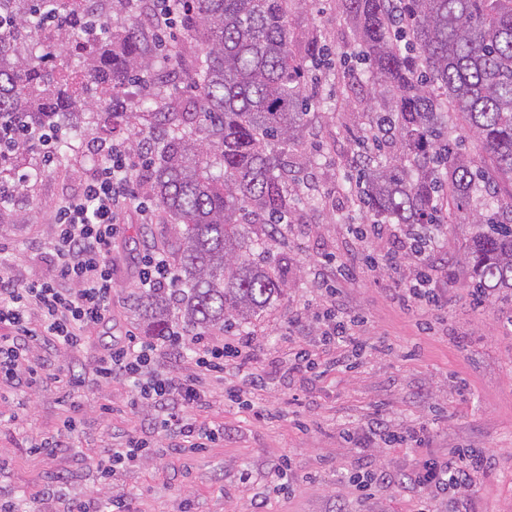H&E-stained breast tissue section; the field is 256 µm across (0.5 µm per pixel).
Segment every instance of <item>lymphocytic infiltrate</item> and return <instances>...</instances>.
Masks as SVG:
<instances>
[{
  "instance_id": "1",
  "label": "lymphocytic infiltrate",
  "mask_w": 512,
  "mask_h": 512,
  "mask_svg": "<svg viewBox=\"0 0 512 512\" xmlns=\"http://www.w3.org/2000/svg\"><path fill=\"white\" fill-rule=\"evenodd\" d=\"M106 164L85 184L81 193L62 202L54 215L53 251L56 266L52 275L31 279L0 277V390L33 389L43 379L46 362L37 349L78 350L86 342L90 328L106 321L112 312V242L119 234L126 212L147 214L146 197L135 188L132 173L136 162L122 145H112ZM403 251L387 259V267L400 281L390 289L394 304L409 310L426 305L443 312L448 299L443 289L433 286L429 276L404 278L400 272ZM355 315L337 298L336 289L326 292L323 308L316 317L321 336L336 345V354L327 368L343 365L349 350L362 347L352 327ZM173 358L190 354L193 372L167 376L158 372L155 359L159 349ZM258 357L251 337H239L235 344H216L195 336L184 340L181 331H173L166 345L137 336L101 352L93 373L97 379H123L132 382V407H145L152 413V430L176 438L182 449L204 448L224 437L220 425L198 422L190 408L207 402V379L215 373L252 367L250 385H265L262 370L254 363ZM347 434L361 447L423 448L429 442L426 424L413 423L397 429L383 418L367 426L348 429ZM153 454L151 437L127 435L116 448L100 451L94 467L102 481H111L117 471L135 466ZM494 452L489 448H469L448 457L426 458L417 469L395 479L389 472L376 469L358 476L362 490L398 484L416 492L455 490L469 493L477 489V478L490 469Z\"/></svg>"
}]
</instances>
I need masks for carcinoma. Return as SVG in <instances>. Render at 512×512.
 <instances>
[{
  "mask_svg": "<svg viewBox=\"0 0 512 512\" xmlns=\"http://www.w3.org/2000/svg\"><path fill=\"white\" fill-rule=\"evenodd\" d=\"M176 21L204 45L185 103L120 112V94L151 64L136 19L112 24L92 0H0V187L27 185L37 151L63 163L91 123L112 118L154 154L135 178L171 219L163 243L176 287L138 300L151 335L173 326L204 336L243 330L288 288L274 254L293 216L290 184L317 164L293 165L310 112L316 31L298 36L292 0H181ZM355 55L378 88L380 111L356 140L354 203L368 224L419 228L414 247L448 224H472L459 253L471 284L512 297V0H339ZM50 28L61 52L34 34ZM110 112L86 113L93 100ZM479 144L472 156L448 118ZM197 123L202 139L180 133Z\"/></svg>",
  "mask_w": 512,
  "mask_h": 512,
  "instance_id": "carcinoma-1",
  "label": "carcinoma"
}]
</instances>
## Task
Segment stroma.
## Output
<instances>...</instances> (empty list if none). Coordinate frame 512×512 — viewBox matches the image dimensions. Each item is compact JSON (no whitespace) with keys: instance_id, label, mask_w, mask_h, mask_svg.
<instances>
[{"instance_id":"1","label":"stroma","mask_w":512,"mask_h":512,"mask_svg":"<svg viewBox=\"0 0 512 512\" xmlns=\"http://www.w3.org/2000/svg\"><path fill=\"white\" fill-rule=\"evenodd\" d=\"M289 20L294 32L316 27L330 51L328 66L310 71L306 95L312 103L306 151L320 154L319 167L306 170L293 199L294 217L282 228L279 252L288 269L289 287L250 327L256 338L266 386L249 405L225 401L222 380H211L209 401L193 416L223 425V441L196 451L175 452L167 437H156V458L119 473L115 485L128 492L135 512H252L254 498L267 512H448L444 496H418L387 485L368 502L350 476L381 466L402 476L420 458L446 457L462 448H492L495 463L482 475L473 512H512V326L507 308L493 300L474 307L463 268L449 265L472 232L453 224L431 252L427 271L448 292L440 316L424 308L395 307L388 294L394 285L385 265L391 240L356 238L351 225L362 213L347 198L349 160L373 101L347 97L340 56L352 32L336 12V0H292ZM171 57L157 58L152 91L162 103L182 101L192 87L203 47L183 28ZM123 141L122 133L91 128L66 167L44 163L41 179L0 206V270L19 279L47 276L54 270L50 247L55 205L77 195L93 179L101 157L93 150L98 137ZM168 219L156 212L145 222L129 212L112 246V289L117 304L108 323L89 334L78 351L45 350L63 380L47 377L35 389L0 397V495L15 499L20 512H40L46 488L58 500L101 497L105 490L92 465L104 448L121 444L127 434L148 433L151 412L129 406L133 387L124 380L96 382L94 358L126 333L145 335L135 304L143 255L161 250ZM372 254L377 266L361 267L357 278L337 281L347 305L364 318L360 329L367 348L351 367L324 376L299 375L289 368L290 347L315 346V336L298 332L297 309L318 312L323 296L315 266L329 255L337 263ZM78 428L67 446L53 455L32 453L31 445L58 435L68 412ZM396 425L423 420L431 426L428 447L415 451L357 448L343 430L362 425L375 413ZM286 461L297 486L283 496L267 475L272 463Z\"/></svg>"}]
</instances>
